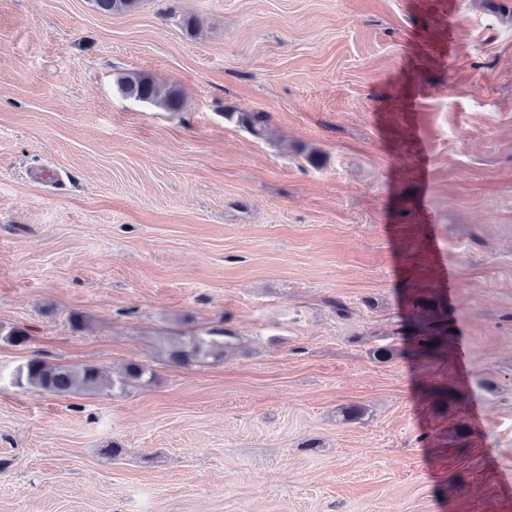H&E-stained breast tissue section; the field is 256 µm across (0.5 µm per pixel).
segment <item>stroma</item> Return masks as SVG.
<instances>
[{"mask_svg":"<svg viewBox=\"0 0 512 512\" xmlns=\"http://www.w3.org/2000/svg\"><path fill=\"white\" fill-rule=\"evenodd\" d=\"M14 326L0 512H512V0H0ZM34 356L154 378L53 396ZM123 94L136 101L163 107L168 112H180L183 106L180 91L162 88L147 74L132 73L119 82ZM237 114V122L255 138H264L267 136L270 125L269 116L264 112H239ZM230 330L215 329L208 336H189L187 339L173 338L166 341V351L171 362L188 365L208 358L221 359L233 347ZM147 369L138 363H129L126 365L123 373L116 379L109 381L112 391H124L129 385H135L137 382L145 380Z\"/></svg>","mask_w":512,"mask_h":512,"instance_id":"obj_1","label":"stroma"}]
</instances>
